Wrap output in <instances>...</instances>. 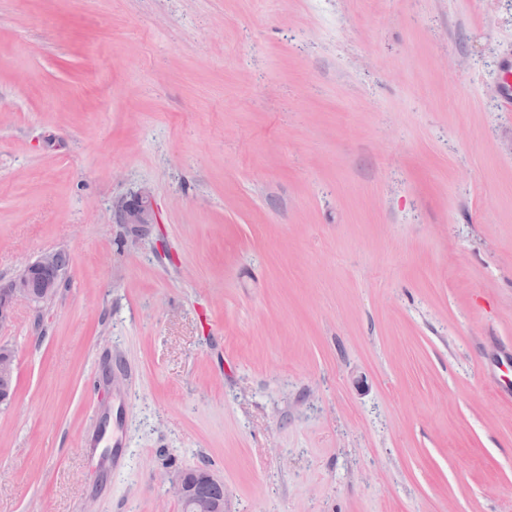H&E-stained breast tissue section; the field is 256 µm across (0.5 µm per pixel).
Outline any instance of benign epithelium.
Masks as SVG:
<instances>
[{"mask_svg":"<svg viewBox=\"0 0 512 512\" xmlns=\"http://www.w3.org/2000/svg\"><path fill=\"white\" fill-rule=\"evenodd\" d=\"M113 222L127 226L132 241L138 232L158 223L152 193L142 187L138 191L116 200L112 205ZM60 265L59 251L49 250L35 260L23 264L5 283H0V326L9 323L15 302L24 298L33 304L53 299L67 274ZM16 357L14 352L0 346V404L9 403L15 395ZM174 493L182 512H224V481L209 471H191L173 481Z\"/></svg>","mask_w":512,"mask_h":512,"instance_id":"7a95c632","label":"benign epithelium"}]
</instances>
